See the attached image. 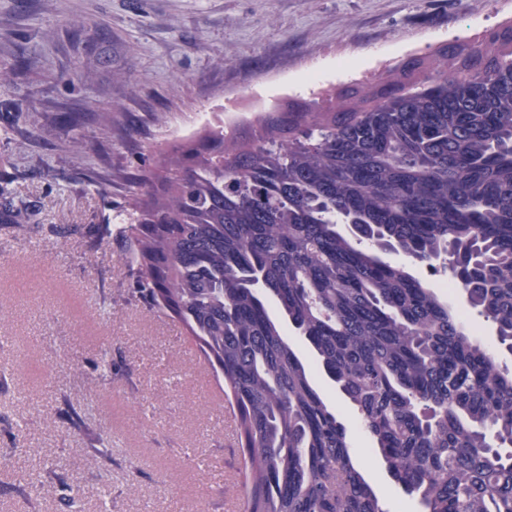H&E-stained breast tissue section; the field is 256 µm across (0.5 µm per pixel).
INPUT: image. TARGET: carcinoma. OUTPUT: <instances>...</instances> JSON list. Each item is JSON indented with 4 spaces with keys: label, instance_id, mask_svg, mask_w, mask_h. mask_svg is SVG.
<instances>
[{
    "label": "carcinoma",
    "instance_id": "carcinoma-1",
    "mask_svg": "<svg viewBox=\"0 0 512 512\" xmlns=\"http://www.w3.org/2000/svg\"><path fill=\"white\" fill-rule=\"evenodd\" d=\"M258 124L249 137L216 124L164 155L167 175L132 179L123 255L138 300L224 377L245 512H384L315 371L420 512H512V371L385 258L461 267L468 309L512 352V25ZM62 404L60 419L85 426ZM85 452L112 464L101 437ZM47 481L79 512L55 464L13 492Z\"/></svg>",
    "mask_w": 512,
    "mask_h": 512
}]
</instances>
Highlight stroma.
Segmentation results:
<instances>
[{
    "instance_id": "stroma-1",
    "label": "stroma",
    "mask_w": 512,
    "mask_h": 512,
    "mask_svg": "<svg viewBox=\"0 0 512 512\" xmlns=\"http://www.w3.org/2000/svg\"><path fill=\"white\" fill-rule=\"evenodd\" d=\"M509 24L512 0H0V69L19 70L0 89V512H68L53 490L28 505L9 489L56 461L84 512L242 503L219 381L180 323L136 300L121 258L129 176H152L209 124L245 126L287 101L366 86L409 55ZM8 199L27 207L28 234H14ZM104 222L112 237L94 240ZM315 380L384 512H418L354 410ZM63 393L87 430L58 418ZM93 432L112 441L105 478L85 452Z\"/></svg>"
}]
</instances>
